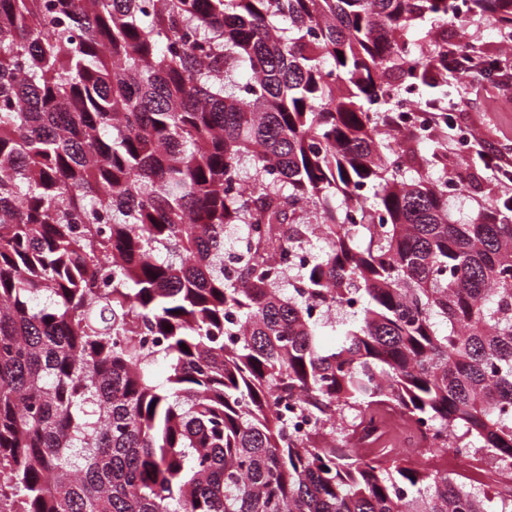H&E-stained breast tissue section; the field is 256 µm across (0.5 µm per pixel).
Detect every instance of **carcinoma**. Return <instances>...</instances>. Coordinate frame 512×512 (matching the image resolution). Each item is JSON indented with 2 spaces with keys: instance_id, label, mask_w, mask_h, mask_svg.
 I'll return each mask as SVG.
<instances>
[{
  "instance_id": "1",
  "label": "carcinoma",
  "mask_w": 512,
  "mask_h": 512,
  "mask_svg": "<svg viewBox=\"0 0 512 512\" xmlns=\"http://www.w3.org/2000/svg\"><path fill=\"white\" fill-rule=\"evenodd\" d=\"M463 6L512 37V0H0V512H512L339 447L389 405L512 464V199L448 211ZM466 33L463 25L448 23V42L454 43L464 38ZM474 34L458 43L448 46V73L457 76L472 73L479 65L478 55L473 51L477 46Z\"/></svg>"
}]
</instances>
